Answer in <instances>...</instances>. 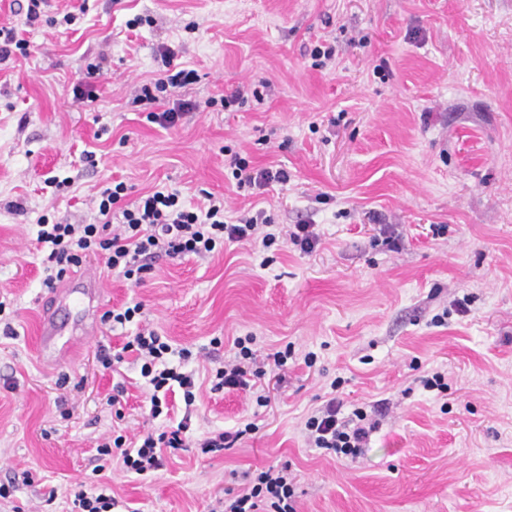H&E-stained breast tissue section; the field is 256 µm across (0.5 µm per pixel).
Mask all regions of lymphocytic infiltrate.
I'll list each match as a JSON object with an SVG mask.
<instances>
[{
    "label": "lymphocytic infiltrate",
    "mask_w": 512,
    "mask_h": 512,
    "mask_svg": "<svg viewBox=\"0 0 512 512\" xmlns=\"http://www.w3.org/2000/svg\"><path fill=\"white\" fill-rule=\"evenodd\" d=\"M172 56L169 48H160L159 59L164 71L153 82L142 85L139 94L140 100L155 107L150 114L152 122L165 129L177 127L183 116L196 108L195 102L189 100L174 103L169 100L171 89L186 87L196 79L192 70L171 71ZM125 192L121 183L101 192L96 223L40 224L36 241L49 249L43 268L46 287H56L91 255L99 257L107 271L116 277L138 283L163 255L204 257L227 240H247L264 248L277 240L276 233L270 230V219L260 214L236 224L225 223L224 204L213 197L206 204L188 208L177 195L156 191L126 205L122 202ZM256 341L253 335L235 340L237 352L233 359L216 369L214 390L243 387L247 376L265 375L264 365L258 362L252 349ZM124 349L136 353L142 362L141 375L153 389L152 417H159L163 412L162 393L175 386L182 389L186 405L194 404L192 375L166 364L167 354L173 351L166 337L144 327ZM340 410V401L332 399L310 416L305 423L306 440L310 447L354 459L360 455L376 425L369 422L363 409H355L348 417L341 416ZM186 445V427L180 424L146 433L137 443H126L119 435L113 441L99 443L98 451L108 458L120 456L126 470L141 474L161 467L162 449ZM292 495L287 468H270L258 474L252 487L235 493L225 492L224 512H260L259 505L263 502L269 504L271 512H289Z\"/></svg>",
    "instance_id": "lymphocytic-infiltrate-1"
}]
</instances>
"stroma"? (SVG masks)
<instances>
[{
	"mask_svg": "<svg viewBox=\"0 0 512 512\" xmlns=\"http://www.w3.org/2000/svg\"><path fill=\"white\" fill-rule=\"evenodd\" d=\"M45 11L76 20L28 28L16 0H0V25L30 42L28 57L0 64V320L15 330L0 334V484H15L0 512H67L75 483L115 497L112 512H212L282 465L295 512H512V0H49ZM323 45L336 53L318 67ZM163 46L198 73L172 93L198 105L175 129L135 99ZM82 80L95 99L74 97ZM230 95L240 102L223 109ZM234 153L287 182L239 185ZM66 177L63 193L54 181ZM120 182L129 198L164 190L188 206L210 192L225 221L261 209L276 225H314L319 241L308 253L228 241L204 259L160 258L139 284L87 258L104 289L89 307L97 333L44 365L36 222L94 223L100 191ZM137 303L142 321L102 323ZM144 322L191 350L194 406L175 393L171 415L151 417L141 362L122 351ZM250 334L259 358L290 349L287 366L251 389L212 390L208 370ZM104 347L124 355L113 369ZM436 371L446 391L423 387ZM333 397L346 416L383 408L352 461L306 442L307 418ZM182 420L193 439L241 437L220 452L165 449L146 475L99 470L98 440Z\"/></svg>",
	"mask_w": 512,
	"mask_h": 512,
	"instance_id": "35a3bbf8",
	"label": "stroma"
}]
</instances>
